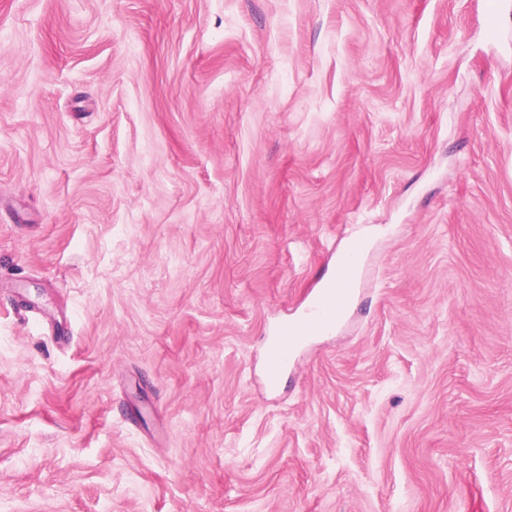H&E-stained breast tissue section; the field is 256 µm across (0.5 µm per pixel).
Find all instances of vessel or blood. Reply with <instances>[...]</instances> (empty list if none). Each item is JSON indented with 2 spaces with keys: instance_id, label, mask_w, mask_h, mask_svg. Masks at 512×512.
<instances>
[{
  "instance_id": "1",
  "label": "vessel or blood",
  "mask_w": 512,
  "mask_h": 512,
  "mask_svg": "<svg viewBox=\"0 0 512 512\" xmlns=\"http://www.w3.org/2000/svg\"><path fill=\"white\" fill-rule=\"evenodd\" d=\"M345 304L335 288L321 290L314 306L294 320H283L276 333L267 342L265 374L269 386H276L287 371L288 363L295 348L308 333L311 323L318 322L327 326L336 324Z\"/></svg>"
}]
</instances>
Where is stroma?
<instances>
[{"label": "stroma", "instance_id": "stroma-1", "mask_svg": "<svg viewBox=\"0 0 512 512\" xmlns=\"http://www.w3.org/2000/svg\"><path fill=\"white\" fill-rule=\"evenodd\" d=\"M0 0V512H512V4ZM342 318L267 336L351 240ZM344 308L343 299L336 293V289H321L315 305L305 314L279 323L275 336H271L267 342L265 374L269 386L276 387L282 374L288 370L292 353L307 336L310 324L320 322L325 326H335Z\"/></svg>", "mask_w": 512, "mask_h": 512}]
</instances>
